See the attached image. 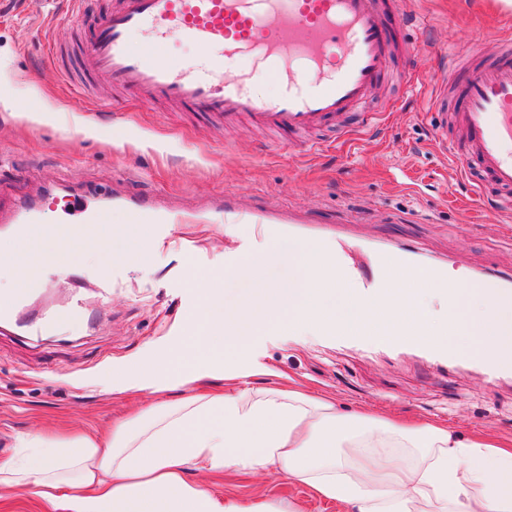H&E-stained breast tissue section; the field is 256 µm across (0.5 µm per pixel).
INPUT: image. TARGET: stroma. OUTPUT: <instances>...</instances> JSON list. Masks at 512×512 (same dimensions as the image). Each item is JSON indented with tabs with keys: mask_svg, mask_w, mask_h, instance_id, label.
Masks as SVG:
<instances>
[{
	"mask_svg": "<svg viewBox=\"0 0 512 512\" xmlns=\"http://www.w3.org/2000/svg\"><path fill=\"white\" fill-rule=\"evenodd\" d=\"M403 23L384 91L371 106L385 113L377 131L339 136L308 156L269 142L251 125L224 130L203 113L171 111L160 102L127 96L102 110L70 88L51 65L50 44L78 48L69 0H0V213L38 207L44 223L78 225L75 196L110 199L115 220L124 199L149 195L181 212L206 213L224 198L271 211L276 223L217 220L200 242L197 225L155 224L158 255L133 265L99 258L105 274L81 268L67 277L46 273L35 290L0 321V460L17 452L16 437L41 429L98 434L153 404L179 399L173 391L130 397L91 382L108 364L162 354L183 333L199 296L191 276L218 274L224 312L231 315L258 284L239 268L251 260L272 283L287 282L288 266L271 261L280 241L318 246L321 227L375 246L408 245L429 265L460 276L512 273V221L492 208L496 190L475 191L459 179L458 159L433 140L431 92L469 63L492 64L497 35L512 28V7L501 0H395ZM80 296L91 323L72 332L32 336L23 322L59 310ZM237 378H208L203 390L228 392L296 386L332 398L340 411L420 418L462 435L512 439V372L487 380L467 354L454 359L407 346L340 342L310 328L270 327L256 336ZM192 480L216 497L293 505L299 512H348L306 486L268 470L205 475Z\"/></svg>",
	"mask_w": 512,
	"mask_h": 512,
	"instance_id": "stroma-1",
	"label": "stroma"
}]
</instances>
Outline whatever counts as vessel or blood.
Here are the masks:
<instances>
[{"instance_id": "1", "label": "vessel or blood", "mask_w": 512, "mask_h": 512, "mask_svg": "<svg viewBox=\"0 0 512 512\" xmlns=\"http://www.w3.org/2000/svg\"><path fill=\"white\" fill-rule=\"evenodd\" d=\"M390 8L389 0H114L84 35L78 60L56 46L49 57L62 74L73 75L77 91L103 82L147 100L213 114L228 126L246 118L257 128L302 135L356 111V130H370L380 126L382 115L361 106L383 84L394 57ZM135 30L150 35L139 51L128 41ZM172 31L196 45V69L168 54ZM238 58L275 74L280 94L260 100L251 90L250 73L229 68V60ZM307 72L315 81L301 82ZM450 93L460 105L448 114L441 100ZM431 104L439 147L447 148L448 130L456 128L469 156L499 190L498 212L511 215L512 38H504L496 64L467 68L459 80L440 84ZM132 212L142 224L181 221L151 205H134ZM328 247L339 278L369 297L379 294L391 269L420 265L414 251L395 247L375 252L362 270L346 260L341 239H329Z\"/></svg>"}]
</instances>
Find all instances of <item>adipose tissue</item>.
Masks as SVG:
<instances>
[{
    "label": "adipose tissue",
    "mask_w": 512,
    "mask_h": 512,
    "mask_svg": "<svg viewBox=\"0 0 512 512\" xmlns=\"http://www.w3.org/2000/svg\"><path fill=\"white\" fill-rule=\"evenodd\" d=\"M97 225L29 227L30 248L0 256L12 294L26 292L53 261L108 252L140 263L156 246L143 224L123 222L98 239ZM18 456L0 461V492L30 490L67 512H271L266 505L216 500L185 476L267 469L353 512H512V449L464 439L449 426L405 424L340 413L329 400L296 390L219 396L188 394L113 427L102 438L66 440L42 431L18 438Z\"/></svg>",
    "instance_id": "adipose-tissue-1"
}]
</instances>
